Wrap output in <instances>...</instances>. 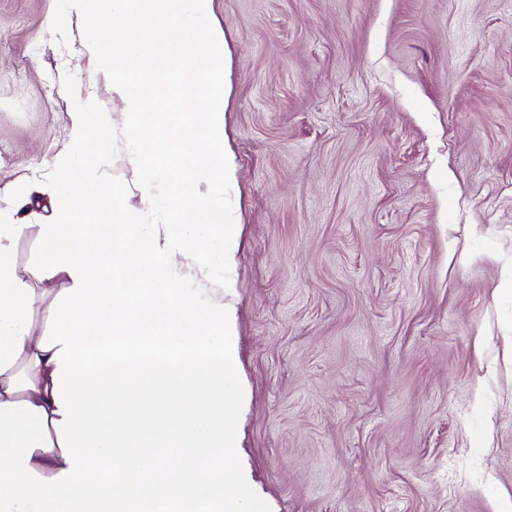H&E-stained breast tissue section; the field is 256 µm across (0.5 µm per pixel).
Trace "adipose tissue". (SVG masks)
<instances>
[{
	"mask_svg": "<svg viewBox=\"0 0 512 512\" xmlns=\"http://www.w3.org/2000/svg\"><path fill=\"white\" fill-rule=\"evenodd\" d=\"M90 29L97 73L123 105L142 209L101 178L112 115L77 108L41 279L11 258L27 227L0 224V512H269L234 463L243 385L235 314L181 270L221 246L232 287L237 227L190 225L223 210V33L212 0H68ZM166 222L148 229L143 209Z\"/></svg>",
	"mask_w": 512,
	"mask_h": 512,
	"instance_id": "adipose-tissue-1",
	"label": "adipose tissue"
}]
</instances>
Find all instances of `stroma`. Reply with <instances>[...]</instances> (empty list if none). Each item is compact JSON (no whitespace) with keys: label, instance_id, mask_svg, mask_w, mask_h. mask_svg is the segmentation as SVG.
Here are the masks:
<instances>
[{"label":"stroma","instance_id":"1","mask_svg":"<svg viewBox=\"0 0 512 512\" xmlns=\"http://www.w3.org/2000/svg\"><path fill=\"white\" fill-rule=\"evenodd\" d=\"M229 50L250 394L239 459L276 512H512V0H213ZM66 0H0V222L41 227L81 93L136 207L122 105Z\"/></svg>","mask_w":512,"mask_h":512}]
</instances>
